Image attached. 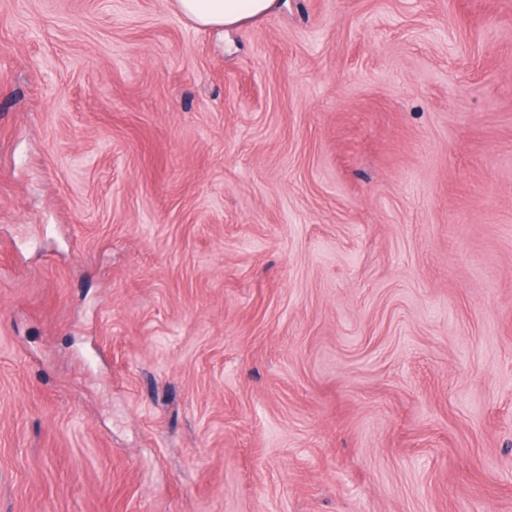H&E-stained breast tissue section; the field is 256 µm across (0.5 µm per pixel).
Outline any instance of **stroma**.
Returning a JSON list of instances; mask_svg holds the SVG:
<instances>
[{
    "mask_svg": "<svg viewBox=\"0 0 512 512\" xmlns=\"http://www.w3.org/2000/svg\"><path fill=\"white\" fill-rule=\"evenodd\" d=\"M0 512H512V0H0ZM177 10L203 28H234L242 21L271 12L278 0H175Z\"/></svg>",
    "mask_w": 512,
    "mask_h": 512,
    "instance_id": "obj_1",
    "label": "stroma"
}]
</instances>
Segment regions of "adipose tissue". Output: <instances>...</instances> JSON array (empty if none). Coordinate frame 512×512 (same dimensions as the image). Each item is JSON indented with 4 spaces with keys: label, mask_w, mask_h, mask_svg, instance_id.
Segmentation results:
<instances>
[{
    "label": "adipose tissue",
    "mask_w": 512,
    "mask_h": 512,
    "mask_svg": "<svg viewBox=\"0 0 512 512\" xmlns=\"http://www.w3.org/2000/svg\"><path fill=\"white\" fill-rule=\"evenodd\" d=\"M277 4L278 0H175L177 10L197 26L219 30L267 14Z\"/></svg>",
    "instance_id": "ef3b65f1"
}]
</instances>
